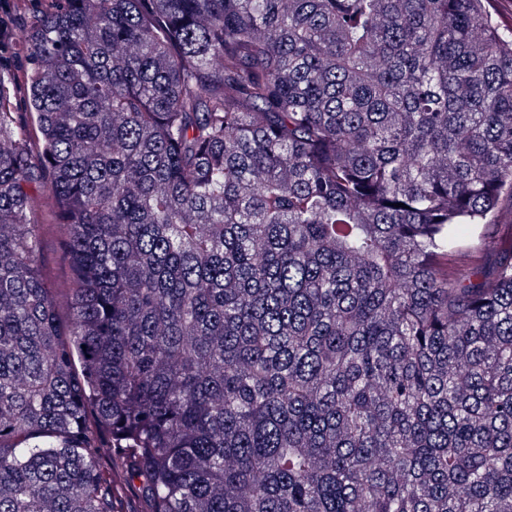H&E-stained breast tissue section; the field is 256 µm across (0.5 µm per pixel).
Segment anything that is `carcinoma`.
<instances>
[{
  "label": "carcinoma",
  "mask_w": 512,
  "mask_h": 512,
  "mask_svg": "<svg viewBox=\"0 0 512 512\" xmlns=\"http://www.w3.org/2000/svg\"><path fill=\"white\" fill-rule=\"evenodd\" d=\"M7 33L0 512H512L488 0H59ZM41 257L52 282L62 283L71 277L70 268L60 260L59 243L56 239L46 238L43 241Z\"/></svg>",
  "instance_id": "carcinoma-1"
}]
</instances>
